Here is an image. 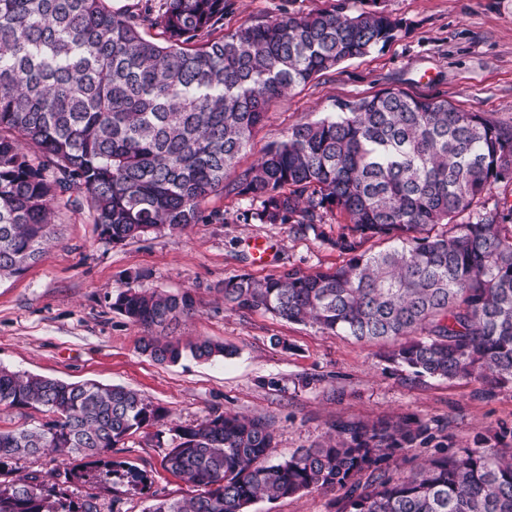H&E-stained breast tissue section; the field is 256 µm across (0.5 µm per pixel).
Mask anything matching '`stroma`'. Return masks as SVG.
Masks as SVG:
<instances>
[{"instance_id":"stroma-1","label":"stroma","mask_w":512,"mask_h":512,"mask_svg":"<svg viewBox=\"0 0 512 512\" xmlns=\"http://www.w3.org/2000/svg\"><path fill=\"white\" fill-rule=\"evenodd\" d=\"M332 0H230L231 31L287 11L306 14ZM349 12L381 10L402 23L397 39L346 61L274 101L238 159L252 165L292 125L335 112L341 100L385 89L430 95L468 112L512 123V0H346ZM248 200L213 195L200 223L123 243L106 239L87 213L60 210L46 251L25 271L0 280V367L69 383L97 382L138 391L171 421L189 424L224 411L267 419L277 457L323 442L336 421L410 417L438 427L439 443L474 447L512 431V385L492 397L473 381L414 377L383 358L378 344L332 336L262 312L225 308L217 291L232 276L258 279L286 268L304 272L342 263L335 249L286 224L245 220ZM256 239L269 250L254 262ZM126 288L190 291L192 316L173 336L208 339L230 354L209 362L160 363L140 350L144 328L114 311ZM170 432L149 426L113 449L151 478L150 493L117 484L102 492L101 512H145L153 495L189 499L197 489L166 470ZM335 491H312L252 512H330Z\"/></svg>"}]
</instances>
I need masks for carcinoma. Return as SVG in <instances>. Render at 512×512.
I'll return each mask as SVG.
<instances>
[{"instance_id": "obj_1", "label": "carcinoma", "mask_w": 512, "mask_h": 512, "mask_svg": "<svg viewBox=\"0 0 512 512\" xmlns=\"http://www.w3.org/2000/svg\"><path fill=\"white\" fill-rule=\"evenodd\" d=\"M226 0H0V279L21 274L49 240L56 209L87 210L114 243L200 221L213 194L257 204L251 217L309 232L345 257L326 271L285 268L224 280V306L273 314L359 342L416 378L512 383V205H487L512 182V123L446 100L386 89L288 129L256 163L239 155L270 105L342 62L395 39L382 12L279 16L224 32ZM160 29L149 40L143 31ZM36 147L29 154L26 147ZM339 217L336 238L322 230ZM377 239L388 247L372 252ZM112 309L149 330L195 311L188 291L128 288ZM160 363L229 354L208 339L146 336ZM48 411L0 431V477L12 461L52 453L46 473L0 480V512H100L91 490L113 477L145 491L147 471L112 459L167 414L119 385L67 383L0 367V408ZM164 456L201 488L155 498L148 512H249L252 504L335 489L333 512H512V433L496 443L438 449L404 471L410 448L433 440L410 418L338 422L335 436L273 459L260 416L213 413L169 427ZM87 459L79 473L68 466ZM83 481L90 492L69 490Z\"/></svg>"}]
</instances>
